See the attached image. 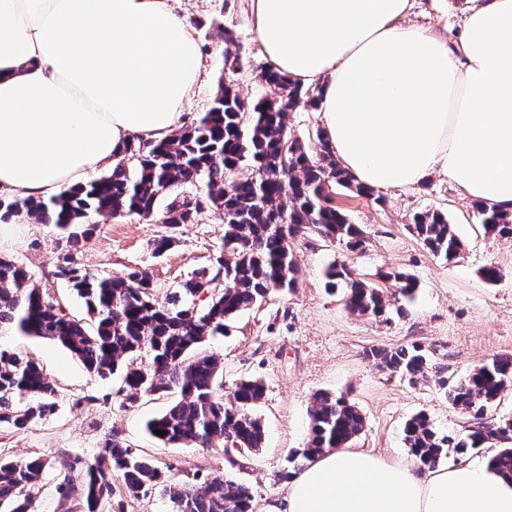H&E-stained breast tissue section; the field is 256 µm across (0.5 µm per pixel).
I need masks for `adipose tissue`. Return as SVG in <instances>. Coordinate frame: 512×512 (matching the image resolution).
Here are the masks:
<instances>
[{
    "instance_id": "adipose-tissue-1",
    "label": "adipose tissue",
    "mask_w": 512,
    "mask_h": 512,
    "mask_svg": "<svg viewBox=\"0 0 512 512\" xmlns=\"http://www.w3.org/2000/svg\"><path fill=\"white\" fill-rule=\"evenodd\" d=\"M410 0H251L270 67L318 88L322 133L369 188L439 173L512 212V0H470L455 41ZM205 59L168 0H0V194L50 198L131 135L184 122ZM267 512H512V476L476 457L418 470L328 448Z\"/></svg>"
}]
</instances>
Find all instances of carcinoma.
<instances>
[{
  "label": "carcinoma",
  "mask_w": 512,
  "mask_h": 512,
  "mask_svg": "<svg viewBox=\"0 0 512 512\" xmlns=\"http://www.w3.org/2000/svg\"><path fill=\"white\" fill-rule=\"evenodd\" d=\"M279 90L275 98L245 102L219 81L207 111L167 138L132 137L112 171L49 199L0 197V220L24 213L60 232L64 250L54 275L64 280L86 306L89 321L70 315L63 302L39 287L28 270L0 258V330L54 341L86 370L106 379L122 371L124 400L178 394L146 429L163 444L211 447L218 442L238 454L263 447L265 431L256 409L265 386L241 379L224 401V366L216 354L199 351L207 338L224 333L226 322L276 291L292 290L299 268L291 243L306 234L338 241L351 251L365 244L363 231L336 206L327 189L343 188L371 196L374 190L355 182L336 159L322 132L312 149L288 131L287 118L300 101L318 107V90L304 87L274 69L261 72ZM199 182L200 193L177 196L158 210L169 188ZM216 209L224 215V241L210 264L192 272L178 290L161 302L148 273L130 268L116 275L91 273L72 254L88 239L98 217L137 216L162 224L166 234L152 242L163 254L176 245L173 232L195 224ZM486 231L512 238V212L478 207ZM412 228L427 249L445 261L460 258L463 243L448 216L438 210L417 213ZM326 286L341 291L346 308L370 319L390 320L401 311L400 299H413L415 283L403 272H387L395 282L392 296L354 277L344 264H331ZM205 302L197 308L195 300ZM378 365L411 383L435 369L431 351L422 344L393 350L374 349ZM448 402L468 417L467 433L442 434L424 413L405 424L404 443L420 464L437 466L448 453L512 440V418L486 421L501 394L512 388V355L478 365L465 376L438 377ZM57 389L34 360L0 349V426L25 430L54 413ZM309 440L289 462L309 460L326 448L353 442L365 428L355 404L345 396L316 395L309 413ZM491 463L512 475V446ZM48 468L57 471V512H112L113 477L133 496L159 488L171 512H254L246 485L214 476L205 486L175 477L132 450L116 434L106 438L92 459L62 452L52 460L0 456V512H30V490Z\"/></svg>",
  "instance_id": "1"
}]
</instances>
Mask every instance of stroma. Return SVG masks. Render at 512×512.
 <instances>
[{"instance_id":"1","label":"stroma","mask_w":512,"mask_h":512,"mask_svg":"<svg viewBox=\"0 0 512 512\" xmlns=\"http://www.w3.org/2000/svg\"><path fill=\"white\" fill-rule=\"evenodd\" d=\"M170 5L206 47L207 65L185 108L186 118L209 108L221 80L248 102L274 97V89L260 78L267 61L256 38L250 0H170ZM466 7V0H412L409 19L453 40L462 29ZM221 25L233 30L235 45H225L217 32ZM232 56L239 57L242 72L231 70ZM382 195L378 202L338 189L336 204L361 226L364 249L352 252L314 234L296 238L292 244L300 270L296 287L272 293L239 313L223 335L203 346L204 351L220 355L225 387L243 378L263 381L265 394L257 413L265 426V442L259 452L234 464L218 445L161 444L144 425L167 408L168 399L146 396L126 404L117 394L120 376L99 379L62 346L8 333L0 336V347L38 362L57 386L58 396L55 414L27 430L0 428V453L13 458L51 459L62 452L90 457L115 433L186 480L220 475L246 484L257 512H265L284 493L285 474L293 469L292 451L306 444L308 413L317 393L341 394L355 403L365 417L355 447L391 460L407 455L403 428L417 413H426L437 430L463 433L466 418L448 403L434 375L410 383L379 368L368 352L374 347L420 343L430 348L438 370L455 377L492 358L512 355V239L485 234L476 202L444 176L388 188ZM426 210L447 214L464 244L461 258L446 262L433 256L413 232V215ZM96 224L92 237L74 252L75 262L88 271L111 275L132 267L145 269L161 297L207 265L224 236L223 214L213 209L198 223L181 225L177 244L158 257L150 243L163 235L162 225L137 217L100 218ZM60 256L53 226L0 223V257L24 264L41 288L66 296L72 315L85 317L82 301L69 295L54 276ZM335 261L388 294L394 287L383 280V273L409 274L418 286L416 298L389 323L350 313L341 293L325 286V269ZM489 265L503 273L492 284L480 273ZM83 394L95 395V402L75 405V398Z\"/></svg>"}]
</instances>
